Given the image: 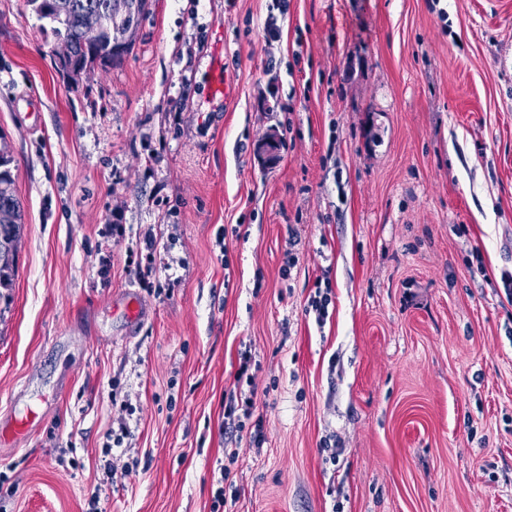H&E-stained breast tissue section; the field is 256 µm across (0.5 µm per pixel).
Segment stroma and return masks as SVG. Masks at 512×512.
Returning <instances> with one entry per match:
<instances>
[{
	"label": "stroma",
	"instance_id": "1",
	"mask_svg": "<svg viewBox=\"0 0 512 512\" xmlns=\"http://www.w3.org/2000/svg\"><path fill=\"white\" fill-rule=\"evenodd\" d=\"M53 43L0 0V512H512V0H150L74 89ZM12 159L5 142L0 144V301L2 289L14 286L16 257L21 231V202L14 190ZM240 401L238 396L234 395V392L226 397V400L224 398V434L227 430L235 432L242 441L246 429L245 420H249L252 415L250 409L253 407V402L250 397L243 401L241 395ZM239 411H242V413L240 414Z\"/></svg>",
	"mask_w": 512,
	"mask_h": 512
}]
</instances>
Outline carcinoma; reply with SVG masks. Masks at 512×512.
Masks as SVG:
<instances>
[{
  "label": "carcinoma",
  "instance_id": "obj_1",
  "mask_svg": "<svg viewBox=\"0 0 512 512\" xmlns=\"http://www.w3.org/2000/svg\"><path fill=\"white\" fill-rule=\"evenodd\" d=\"M38 20L49 26L54 38L68 39L75 49V63L78 70L71 71L65 65H56L59 72L69 79L94 70L106 68L126 55L132 43H127L121 52H114L112 17L106 16L104 39L95 48H86L80 41L79 27L81 11L86 5H94L107 12V0H62V3L48 4L46 0H27ZM8 146L0 144V300L5 298L1 290L14 286L16 257L21 231V202L14 190V176L11 168Z\"/></svg>",
  "mask_w": 512,
  "mask_h": 512
}]
</instances>
